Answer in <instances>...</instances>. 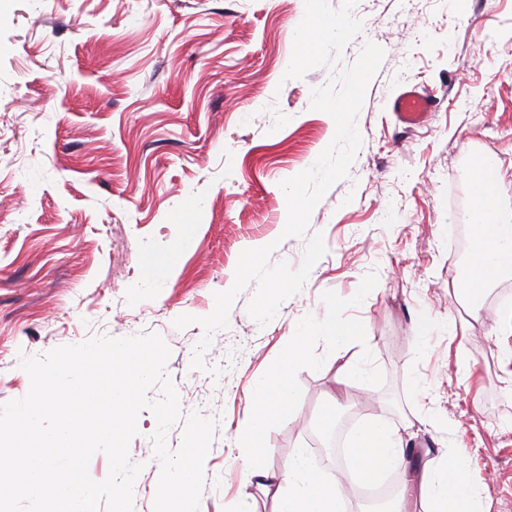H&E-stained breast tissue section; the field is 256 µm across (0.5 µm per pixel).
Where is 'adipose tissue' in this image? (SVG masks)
<instances>
[{"mask_svg": "<svg viewBox=\"0 0 512 512\" xmlns=\"http://www.w3.org/2000/svg\"><path fill=\"white\" fill-rule=\"evenodd\" d=\"M500 177L496 159L474 156L469 179L476 204L475 222L470 227V260L460 268L452 284L479 315L478 300L498 279L512 273V211L501 207L493 189ZM361 326L337 316H312L305 333L289 337L288 349L277 368L252 399L251 429L244 447L253 457L266 453L263 431L268 421L290 415L295 403L292 367L302 359L309 336L323 337L331 346L343 348L359 334ZM347 457L353 463L351 482L377 483L385 474L408 471L405 442L399 429L375 419L362 425L349 441ZM471 457L468 449L452 448L427 459L410 471L426 512H489L482 493L468 478ZM261 478L276 488V512H344L340 481H329L312 469L304 449L289 458L282 474L262 473Z\"/></svg>", "mask_w": 512, "mask_h": 512, "instance_id": "obj_1", "label": "adipose tissue"}]
</instances>
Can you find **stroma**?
I'll use <instances>...</instances> for the list:
<instances>
[{"label":"stroma","instance_id":"stroma-1","mask_svg":"<svg viewBox=\"0 0 512 512\" xmlns=\"http://www.w3.org/2000/svg\"><path fill=\"white\" fill-rule=\"evenodd\" d=\"M313 16L324 28L300 42ZM369 43L385 56L357 116L362 145L306 234L283 237L281 181L335 134L312 91ZM406 87L438 100L409 131L389 107ZM481 152L499 159L494 193L512 208V0H0V405L29 391L22 359L156 333L181 406L168 449L191 412L217 422L200 512H274V488L250 473L279 472L298 448L326 479L349 473L322 450L331 403L354 425L404 428L417 449L472 448L491 512H512V335L491 330L512 277L486 292L477 320L448 285ZM318 232L326 252L301 291L262 326L247 287L192 368L204 330L174 320L213 311L243 250L274 244L270 264L296 268ZM314 314L364 331L339 353L311 339L292 368V414L266 425L269 452L251 459L238 437L251 398ZM454 323L466 328L460 352ZM362 358L368 386L339 383L340 365ZM137 426L134 512H154L151 410Z\"/></svg>","mask_w":512,"mask_h":512}]
</instances>
